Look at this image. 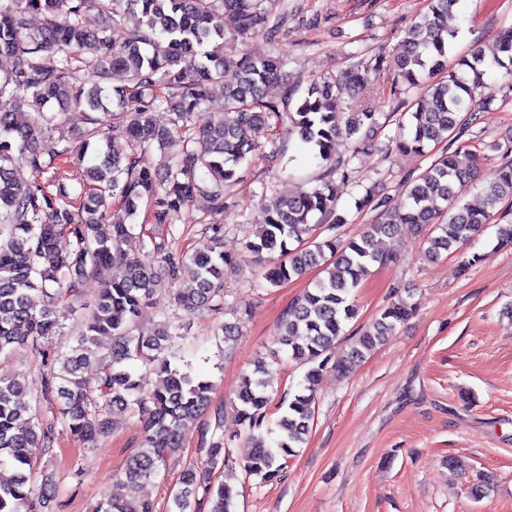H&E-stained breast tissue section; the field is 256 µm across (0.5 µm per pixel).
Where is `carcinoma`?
<instances>
[{
  "label": "carcinoma",
  "mask_w": 512,
  "mask_h": 512,
  "mask_svg": "<svg viewBox=\"0 0 512 512\" xmlns=\"http://www.w3.org/2000/svg\"><path fill=\"white\" fill-rule=\"evenodd\" d=\"M265 2L0 0V56L9 62L0 69V355L59 332L64 301L80 292L89 273L112 268L78 329L77 345L45 364L42 396L49 414L21 399L23 376L0 375V512H41L55 497L53 481L35 486L33 462L52 456L57 422L93 446L109 434L116 407L140 424L142 451L117 477L112 493L103 495L97 512H157L149 500L128 502L120 486L157 476L203 414L211 410L221 417L222 409L211 408L212 382L172 363L178 335L171 325L159 322L150 336L136 330L162 288L188 314L200 308L226 311L224 267L232 261L224 254V225L216 218L237 203L234 189L246 180L244 162H273L284 152L274 137L254 140V128L288 123L322 172L310 189L260 195L247 216L258 228L256 239L246 241L245 250L262 259L259 275L272 286L313 267L324 276L285 309L277 348L270 359L254 361L236 394L238 420L253 443L242 465L249 477H278L305 444L324 371H352L412 315L414 306L397 296L345 354L336 355V340L356 316L354 291L373 264L390 261L385 239L405 226L431 224L434 235L424 257L433 261L458 251L490 222L499 203L512 199V162H506L484 188V207L461 203L459 187L477 179L480 154L457 148L408 181L400 204L371 192L359 199V208L378 214L357 236L318 238L315 217L329 220L333 230L345 224L336 213V135L344 128L358 149L369 150L378 131L376 112L356 91L384 69L391 71L393 92L428 82L426 97L409 113L408 132L395 139L396 152L422 153L460 132L462 113L484 108L474 99L488 62L474 50L448 67V48L457 37L448 29V15L459 0H429L388 67L377 56L319 77L300 98L288 88L270 98L267 87L282 79L278 56L224 54L227 18L241 38L261 31L276 41L288 10L273 16ZM90 9L112 26L86 29L82 16ZM30 14L43 15L44 27L30 29ZM130 18L136 20L135 33L124 40L113 36ZM496 44L494 63L512 77V28L500 31ZM116 71L127 84L111 89ZM219 81L224 98L215 100L210 88ZM72 104L85 116L78 143L65 130V109ZM160 108L169 113L166 126L155 121ZM201 111L213 119L197 131L193 116ZM175 134L180 151L155 167L153 151L163 150ZM16 160L36 174L33 181L16 182ZM199 198L209 203L211 221L202 223V231L212 233V247L191 253L175 246L174 225ZM140 214L143 222L133 224ZM137 226L142 252L135 254L124 245ZM265 253L269 258H262ZM100 336L112 340L105 354L97 348ZM282 347L308 369L299 389L277 404L281 413L271 445L265 435L273 402L267 377ZM132 361L153 368V388L143 389L129 370ZM235 464L224 436L210 441L205 462L182 473L170 512H191L200 490L209 495V512H234L238 491L212 484V474Z\"/></svg>",
  "instance_id": "1"
}]
</instances>
